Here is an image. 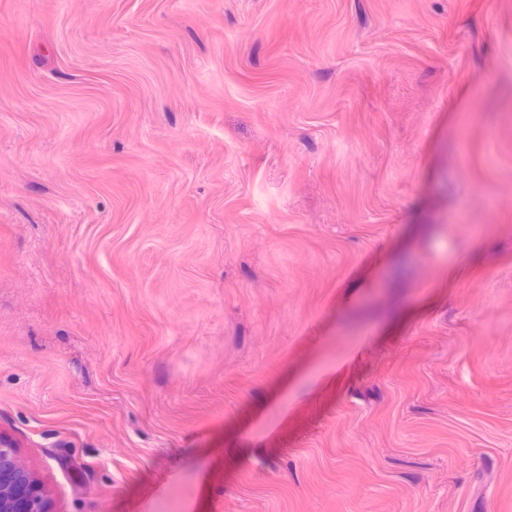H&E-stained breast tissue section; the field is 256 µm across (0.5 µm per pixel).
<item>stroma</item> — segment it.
Listing matches in <instances>:
<instances>
[{"label": "stroma", "mask_w": 512, "mask_h": 512, "mask_svg": "<svg viewBox=\"0 0 512 512\" xmlns=\"http://www.w3.org/2000/svg\"><path fill=\"white\" fill-rule=\"evenodd\" d=\"M0 431L57 512H512V0H0Z\"/></svg>", "instance_id": "35a3bbf8"}]
</instances>
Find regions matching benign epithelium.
<instances>
[{
    "instance_id": "obj_1",
    "label": "benign epithelium",
    "mask_w": 512,
    "mask_h": 512,
    "mask_svg": "<svg viewBox=\"0 0 512 512\" xmlns=\"http://www.w3.org/2000/svg\"><path fill=\"white\" fill-rule=\"evenodd\" d=\"M0 512H55L43 478L0 432Z\"/></svg>"
}]
</instances>
